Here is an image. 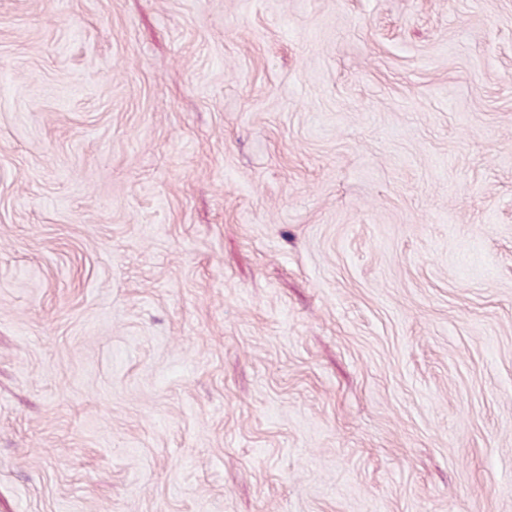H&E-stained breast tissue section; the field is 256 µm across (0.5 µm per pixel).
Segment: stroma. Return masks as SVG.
Wrapping results in <instances>:
<instances>
[{
    "mask_svg": "<svg viewBox=\"0 0 512 512\" xmlns=\"http://www.w3.org/2000/svg\"><path fill=\"white\" fill-rule=\"evenodd\" d=\"M0 512H512V0H0Z\"/></svg>",
    "mask_w": 512,
    "mask_h": 512,
    "instance_id": "stroma-1",
    "label": "stroma"
}]
</instances>
